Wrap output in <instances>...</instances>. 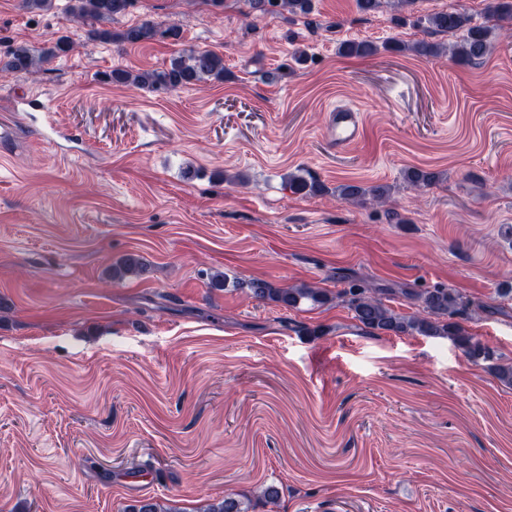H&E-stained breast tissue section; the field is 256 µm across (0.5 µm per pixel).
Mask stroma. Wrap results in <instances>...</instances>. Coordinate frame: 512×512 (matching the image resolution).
I'll list each match as a JSON object with an SVG mask.
<instances>
[{"mask_svg":"<svg viewBox=\"0 0 512 512\" xmlns=\"http://www.w3.org/2000/svg\"><path fill=\"white\" fill-rule=\"evenodd\" d=\"M488 2L313 0L293 18L135 0L113 31L182 36L131 45L85 41L68 0H0V55L79 43L0 79V512H202L230 494L249 512H512V386L492 372L512 363V20L476 64L389 48L449 43L422 17L480 22ZM347 40L377 52L340 55ZM190 49L223 54L224 80L106 79ZM339 104L364 125L343 150L325 135ZM414 168L440 178L412 186ZM298 170L324 192L290 190ZM346 183L389 195L348 202ZM129 253L145 271L112 279ZM256 278L385 288L404 315L454 289L490 306L455 317L487 356L368 331L340 299L253 298Z\"/></svg>","mask_w":512,"mask_h":512,"instance_id":"stroma-1","label":"stroma"}]
</instances>
